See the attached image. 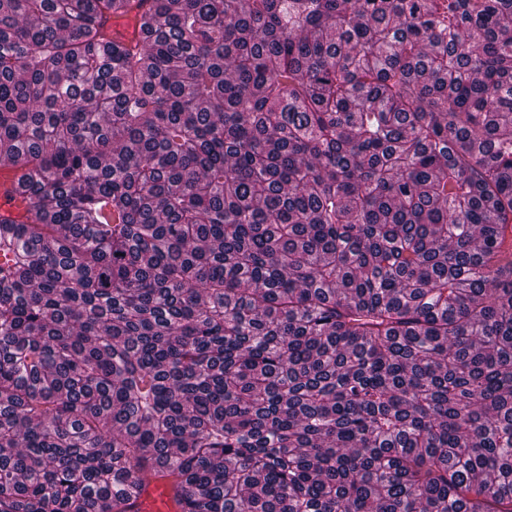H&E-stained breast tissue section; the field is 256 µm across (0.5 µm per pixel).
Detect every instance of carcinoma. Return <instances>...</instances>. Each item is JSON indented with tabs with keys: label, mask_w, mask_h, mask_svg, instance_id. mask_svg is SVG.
<instances>
[{
	"label": "carcinoma",
	"mask_w": 512,
	"mask_h": 512,
	"mask_svg": "<svg viewBox=\"0 0 512 512\" xmlns=\"http://www.w3.org/2000/svg\"><path fill=\"white\" fill-rule=\"evenodd\" d=\"M0 0V512H512V0ZM137 4L138 2L132 4V9L129 12L128 17H115L108 15L101 20L103 29L109 39L120 40L128 43L136 39L137 30L135 31L134 18L143 10L147 9L150 2L143 4L140 9L137 8ZM21 173L4 157H0V219L24 220L26 204L19 187ZM141 512H174L169 489L161 483L153 485L139 501Z\"/></svg>",
	"instance_id": "1"
}]
</instances>
